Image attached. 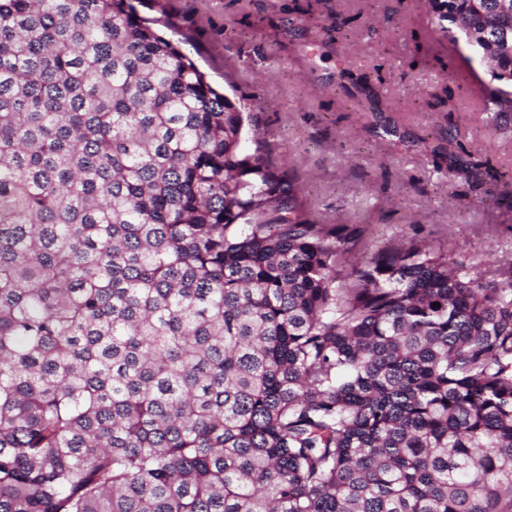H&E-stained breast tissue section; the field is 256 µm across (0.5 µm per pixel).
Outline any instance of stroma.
Returning a JSON list of instances; mask_svg holds the SVG:
<instances>
[{"label": "stroma", "mask_w": 512, "mask_h": 512, "mask_svg": "<svg viewBox=\"0 0 512 512\" xmlns=\"http://www.w3.org/2000/svg\"><path fill=\"white\" fill-rule=\"evenodd\" d=\"M249 115L242 146L361 256L417 241L512 282V121L430 0H133Z\"/></svg>", "instance_id": "35a3bbf8"}]
</instances>
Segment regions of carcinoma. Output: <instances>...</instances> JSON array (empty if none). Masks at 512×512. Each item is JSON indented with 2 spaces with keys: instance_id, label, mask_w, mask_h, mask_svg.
Masks as SVG:
<instances>
[{
  "instance_id": "cac0c4a2",
  "label": "carcinoma",
  "mask_w": 512,
  "mask_h": 512,
  "mask_svg": "<svg viewBox=\"0 0 512 512\" xmlns=\"http://www.w3.org/2000/svg\"><path fill=\"white\" fill-rule=\"evenodd\" d=\"M243 125L130 0H0V512H512V288L342 273Z\"/></svg>"
}]
</instances>
